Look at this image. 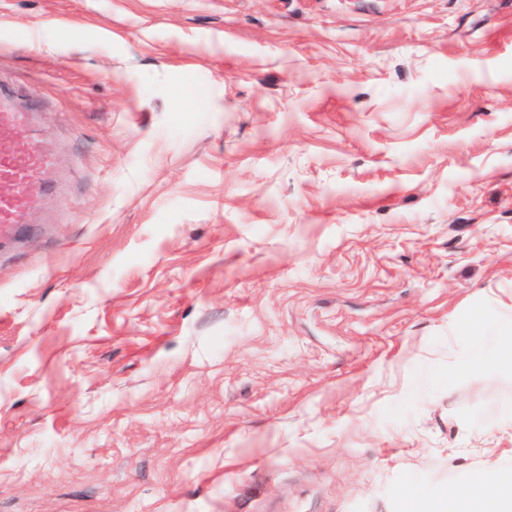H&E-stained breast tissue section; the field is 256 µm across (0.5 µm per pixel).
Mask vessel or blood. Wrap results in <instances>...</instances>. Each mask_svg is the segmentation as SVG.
Here are the masks:
<instances>
[{
  "mask_svg": "<svg viewBox=\"0 0 512 512\" xmlns=\"http://www.w3.org/2000/svg\"><path fill=\"white\" fill-rule=\"evenodd\" d=\"M33 114L0 83V235L31 223L38 196L50 186L53 155L30 131Z\"/></svg>",
  "mask_w": 512,
  "mask_h": 512,
  "instance_id": "obj_1",
  "label": "vessel or blood"
}]
</instances>
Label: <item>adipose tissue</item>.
<instances>
[{
  "label": "adipose tissue",
  "instance_id": "adipose-tissue-1",
  "mask_svg": "<svg viewBox=\"0 0 512 512\" xmlns=\"http://www.w3.org/2000/svg\"><path fill=\"white\" fill-rule=\"evenodd\" d=\"M512 360V318L502 319L491 353L471 352L456 366L457 372L486 369L488 360ZM485 474L465 476L440 485L431 495L394 494L396 512H512V459L488 461Z\"/></svg>",
  "mask_w": 512,
  "mask_h": 512
}]
</instances>
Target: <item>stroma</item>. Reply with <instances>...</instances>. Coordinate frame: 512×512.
Wrapping results in <instances>:
<instances>
[{"label":"stroma","instance_id":"1","mask_svg":"<svg viewBox=\"0 0 512 512\" xmlns=\"http://www.w3.org/2000/svg\"><path fill=\"white\" fill-rule=\"evenodd\" d=\"M56 189L0 244V512H387L512 365V0H0ZM496 361L512 360V316L503 318L499 324V333L494 336V345L490 354ZM481 350L473 351L460 360L453 369L454 373L483 371L490 357Z\"/></svg>","mask_w":512,"mask_h":512}]
</instances>
